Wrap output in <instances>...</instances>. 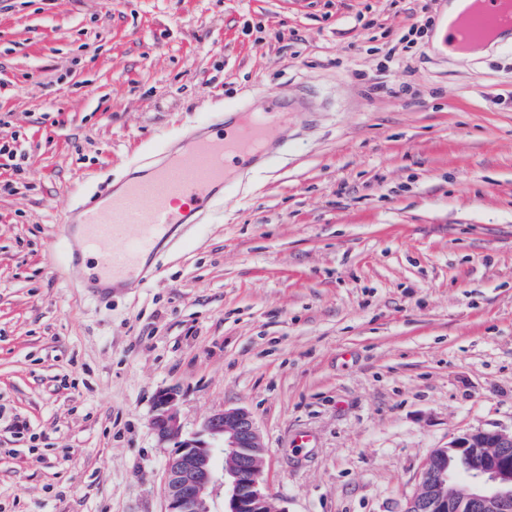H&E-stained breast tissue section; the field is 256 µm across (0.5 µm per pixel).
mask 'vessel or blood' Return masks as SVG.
Wrapping results in <instances>:
<instances>
[{
  "label": "vessel or blood",
  "instance_id": "vessel-or-blood-1",
  "mask_svg": "<svg viewBox=\"0 0 512 512\" xmlns=\"http://www.w3.org/2000/svg\"><path fill=\"white\" fill-rule=\"evenodd\" d=\"M289 114L272 97L264 111L213 114L189 130L179 147L146 159L121 188L100 183L75 209L66 238H79L91 269L88 282L99 292L125 287L147 259L169 243L182 224L203 223L220 200L229 171L250 169L257 159H274L284 146L274 137Z\"/></svg>",
  "mask_w": 512,
  "mask_h": 512
}]
</instances>
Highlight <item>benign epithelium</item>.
Masks as SVG:
<instances>
[{"label":"benign epithelium","mask_w":512,"mask_h":512,"mask_svg":"<svg viewBox=\"0 0 512 512\" xmlns=\"http://www.w3.org/2000/svg\"><path fill=\"white\" fill-rule=\"evenodd\" d=\"M151 428L175 451L165 470L166 512H211L217 480L229 487L224 512H275L262 478L266 447L252 414L230 408L209 415L200 430L183 437L177 394L157 392ZM512 431H467L437 448L424 463L405 512H508L512 506Z\"/></svg>","instance_id":"7a95c632"}]
</instances>
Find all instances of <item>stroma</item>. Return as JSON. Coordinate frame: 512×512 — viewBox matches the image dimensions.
<instances>
[{
	"mask_svg": "<svg viewBox=\"0 0 512 512\" xmlns=\"http://www.w3.org/2000/svg\"><path fill=\"white\" fill-rule=\"evenodd\" d=\"M447 23L448 0H0V139L28 157L0 168V512H165L162 389L187 436L251 411L281 512H403L433 449L512 429V39L452 62ZM272 93L281 163L92 296L74 201Z\"/></svg>",
	"mask_w": 512,
	"mask_h": 512,
	"instance_id": "1",
	"label": "stroma"
}]
</instances>
